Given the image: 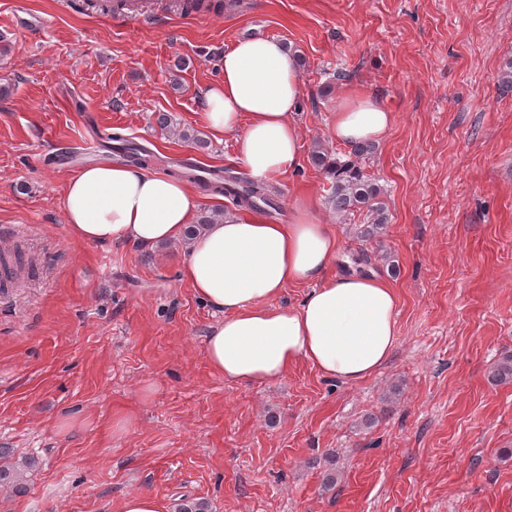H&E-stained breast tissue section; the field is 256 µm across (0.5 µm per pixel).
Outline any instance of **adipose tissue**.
<instances>
[{
    "mask_svg": "<svg viewBox=\"0 0 512 512\" xmlns=\"http://www.w3.org/2000/svg\"><path fill=\"white\" fill-rule=\"evenodd\" d=\"M222 78L208 86L201 118L215 139L234 135L236 157L258 179L295 170L302 143L294 116L304 97L296 59L280 39L237 40L221 61ZM395 121L378 97L346 93L330 135L352 145L377 141ZM199 200L183 181L140 168L99 164L65 181L62 207L71 235L96 245L153 247L183 239ZM340 240L309 200L293 220L273 224L234 215L209 225L184 254L181 277L221 312L206 337L212 372L243 384L284 378L299 364L355 384L374 375L394 351L397 291L374 273H337ZM312 283L298 307L271 306L290 286Z\"/></svg>",
    "mask_w": 512,
    "mask_h": 512,
    "instance_id": "obj_1",
    "label": "adipose tissue"
}]
</instances>
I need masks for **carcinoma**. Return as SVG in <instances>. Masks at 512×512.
Returning a JSON list of instances; mask_svg holds the SVG:
<instances>
[{
    "mask_svg": "<svg viewBox=\"0 0 512 512\" xmlns=\"http://www.w3.org/2000/svg\"><path fill=\"white\" fill-rule=\"evenodd\" d=\"M159 126L174 131L178 136L193 143L200 149L207 147V141L188 130H180L173 118L165 113L158 116ZM108 139L121 143L120 153L125 161L148 168L161 161L152 150L134 143L118 133L108 135ZM374 152L369 143H359L351 147L350 159L342 161L333 152L318 145L310 154V163L322 170L330 179L327 203L337 215L352 220L357 215L365 216L366 223L356 225V236L362 241L378 239L385 233L390 222L389 213L381 201L382 188L376 179L366 171L365 161ZM167 173L177 179L196 184L208 194H219L238 208L261 209L268 214L280 210L278 192L263 182L247 181L236 176L212 173L208 177L197 174L198 167L192 163L169 159L165 161ZM223 217V212L204 211L197 223L189 226L186 238L191 240L204 226L215 223ZM491 378L498 383L512 382V356L504 358L491 372ZM0 486H7L21 494L25 487L20 482L16 470L0 466Z\"/></svg>",
    "mask_w": 512,
    "mask_h": 512,
    "instance_id": "obj_1",
    "label": "carcinoma"
}]
</instances>
